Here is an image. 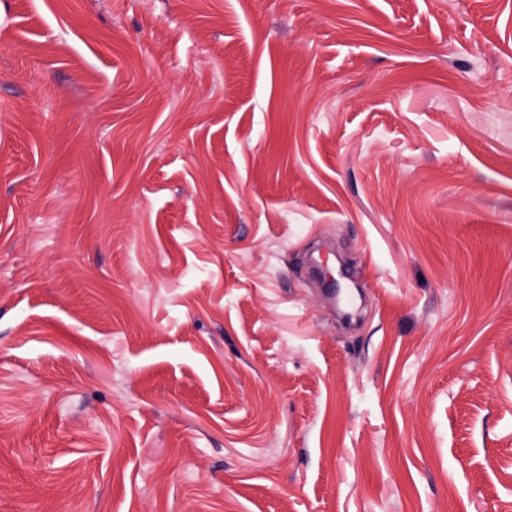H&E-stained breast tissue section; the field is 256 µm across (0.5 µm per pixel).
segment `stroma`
Here are the masks:
<instances>
[{"mask_svg": "<svg viewBox=\"0 0 512 512\" xmlns=\"http://www.w3.org/2000/svg\"><path fill=\"white\" fill-rule=\"evenodd\" d=\"M0 512H512V0H0Z\"/></svg>", "mask_w": 512, "mask_h": 512, "instance_id": "obj_1", "label": "stroma"}]
</instances>
